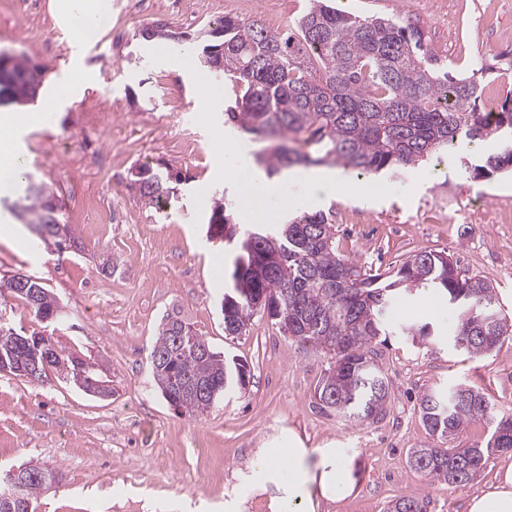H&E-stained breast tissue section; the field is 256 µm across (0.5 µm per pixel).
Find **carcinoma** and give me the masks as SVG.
<instances>
[{
    "mask_svg": "<svg viewBox=\"0 0 512 512\" xmlns=\"http://www.w3.org/2000/svg\"><path fill=\"white\" fill-rule=\"evenodd\" d=\"M145 42L166 41L183 50L176 33L160 21L143 26ZM199 66L222 73L235 98L224 110V123L271 142L256 158L272 177L292 166L339 165L360 176L396 173L413 167L460 143L494 142L498 149L477 170L512 173V90L493 112L481 103V79L512 74V50L456 78L442 70L428 52L423 33L382 17L361 18L333 7L329 0H310L294 23L269 31L257 20L224 17L209 31ZM36 65L23 56L0 61V106L26 105L39 92ZM145 177L131 187L144 204L162 209L170 204L172 180L180 174L138 167ZM26 180L17 218L35 226L42 239H53L58 251L70 237L50 231L60 223L61 206L42 183ZM224 232V245L235 251L226 268L224 334L246 332L260 316L299 348L329 354L328 368L315 393L329 394L327 409L355 422H366V410L385 411L389 379L369 355V346L392 326L390 311L413 287L430 285L459 308L454 337L461 350L474 355L499 348L512 337L496 303L495 287L487 280L464 277L446 252L420 251L395 270L368 275L336 251V230L321 211L289 215L280 224L261 219L237 222L232 203L215 199L207 228ZM11 296L35 314L60 315L56 298L34 280ZM194 334L179 320L165 325L151 352L155 384L177 395L181 411L199 417L234 386L248 383L247 365L229 369L224 356L205 358L177 341L180 332ZM17 332L0 322V353L24 356ZM492 405L481 392L456 387L447 394L427 392L419 416L435 443L411 452L418 472L450 486H464L497 453L512 452V415L504 414L485 444L450 445L467 427L487 419ZM23 498H0V512H36L28 508L37 494L56 481L52 469L29 462ZM390 512H424L408 497L391 504Z\"/></svg>",
    "mask_w": 512,
    "mask_h": 512,
    "instance_id": "obj_1",
    "label": "carcinoma"
}]
</instances>
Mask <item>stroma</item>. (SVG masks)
<instances>
[{"label": "stroma", "instance_id": "stroma-1", "mask_svg": "<svg viewBox=\"0 0 512 512\" xmlns=\"http://www.w3.org/2000/svg\"><path fill=\"white\" fill-rule=\"evenodd\" d=\"M149 15L110 12L83 50L50 11V0H0V50L22 53L49 77L39 92L51 97L55 82L78 56L92 82L80 97L53 114L49 129L20 136L33 178L52 189L61 221L73 224L77 208L66 182L81 176L88 193L120 214L106 236L87 238L64 251L46 246L8 210L22 186L0 193V278L21 272L55 294L63 315L38 321L20 301L0 298V320L24 333L38 332L62 354L102 363L112 395L85 394L69 378L50 373L31 382L0 372V470L38 462L59 477L41 492L37 512H281L288 491L281 477L256 478L263 456L307 448L309 494L303 512H388L407 496L426 512H468V502L493 483L512 456H492L469 484L451 487L411 469L408 452L430 443L418 406L428 390L472 387L496 410L512 411V339L494 352L472 356L451 344L457 310L446 299L426 304L423 290L408 297L411 312L394 314V326L431 323V343L396 334L374 341L391 399L385 416L356 424L321 410L315 387L328 366L324 352L299 350L266 319H253L240 336L224 333L220 300L222 243L209 241L206 223L216 191L236 197L249 180L244 167L228 179L215 176L210 145L232 138L247 157L262 142L225 125L223 111L200 112L196 69L165 55L139 32L154 21L195 37L221 17L264 19L280 12L292 23L308 0H152ZM362 17L392 18L417 26L446 70L469 75L492 55L512 50V0H336ZM111 111L112 134L87 142V113ZM494 143L462 145L422 165L373 176L375 200L340 188L320 203L342 214L338 252L363 269H387L420 250L453 255L467 275L492 282L500 311L512 318V174L476 175L472 167ZM181 172L170 207L148 208L130 186L139 165ZM111 257L112 269L101 261ZM181 320L215 351L246 361L247 386L234 389L203 417L170 406L155 387L150 354L162 328ZM321 448L342 449L353 488L343 498L321 493Z\"/></svg>", "mask_w": 512, "mask_h": 512}]
</instances>
